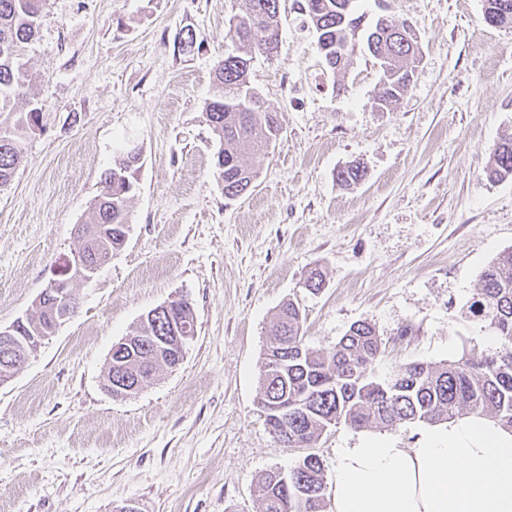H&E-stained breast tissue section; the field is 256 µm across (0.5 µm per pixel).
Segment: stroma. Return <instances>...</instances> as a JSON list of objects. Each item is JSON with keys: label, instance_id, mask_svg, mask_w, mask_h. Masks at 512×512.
<instances>
[{"label": "stroma", "instance_id": "35a3bbf8", "mask_svg": "<svg viewBox=\"0 0 512 512\" xmlns=\"http://www.w3.org/2000/svg\"><path fill=\"white\" fill-rule=\"evenodd\" d=\"M280 6L279 52L255 57L249 80L282 134L267 154L245 153L257 177L230 200L204 103L215 63L236 50L226 31L239 0H45L25 49L43 127L21 139L23 162L0 188L1 326L34 314L115 153L138 145L141 168L124 246L75 283V316L0 386V512H259L257 480L305 454L278 445L257 407L268 331L289 299L315 350L371 323L380 377L496 350L467 306L512 249V179L484 174L512 133V28L487 25L484 0H392L423 59L382 110L373 59L359 50L323 72L294 0ZM187 28L197 48L183 55ZM354 162L365 179L340 185ZM181 296L197 326L182 363L112 397L113 345ZM371 434L341 423L315 452L330 471L338 449Z\"/></svg>", "mask_w": 512, "mask_h": 512}]
</instances>
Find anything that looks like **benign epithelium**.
Listing matches in <instances>:
<instances>
[{"label":"benign epithelium","mask_w":512,"mask_h":512,"mask_svg":"<svg viewBox=\"0 0 512 512\" xmlns=\"http://www.w3.org/2000/svg\"><path fill=\"white\" fill-rule=\"evenodd\" d=\"M66 267L56 268L54 277L38 298V303L49 307L55 325H60L73 317L77 311V301L73 293L74 283L88 279L100 267L102 260L95 255L86 258L79 251L65 257ZM24 321L18 320L8 327H0V347L16 355L14 366L3 372L0 385L8 382L15 375V370L22 367L27 359L37 352L45 336L41 333L20 335ZM107 391L115 390L127 397L139 391V384H130L128 378L118 374L107 377L104 381Z\"/></svg>","instance_id":"obj_1"}]
</instances>
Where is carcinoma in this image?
I'll return each mask as SVG.
<instances>
[{
    "label": "carcinoma",
    "instance_id": "1",
    "mask_svg": "<svg viewBox=\"0 0 512 512\" xmlns=\"http://www.w3.org/2000/svg\"><path fill=\"white\" fill-rule=\"evenodd\" d=\"M44 0H0V188L11 183L21 163V134L42 123L43 107L28 93V68L20 51L38 35ZM361 0H302L299 10L316 38L324 70L348 68L355 43L379 64L378 107L390 109L411 85L422 60L417 40L405 36L404 22L376 19L365 27ZM484 11L512 27V0H484ZM280 0H241L227 36L243 53L228 54L213 69L218 95L206 102L205 117L218 144L215 166L224 181V196L244 195L256 171L243 161L241 149L262 153L276 142L282 126L278 113L265 106L249 85L247 63L253 56L274 57L279 51ZM138 157L120 152L102 174V191L91 202L87 222L92 249L118 251L129 224L128 202L137 183ZM491 182L512 178V134L494 146L485 170ZM365 170L355 163L337 172L343 186L359 183ZM468 312L487 323L499 350L484 355L465 352L441 364L405 363L379 379L374 368L384 352L375 327L353 324L328 351L308 348L301 335L299 304L283 303L271 328L278 346H268L260 367L257 404L270 430L288 434V447L313 448L330 428L328 422L354 428H396L413 421L436 423L459 415H488L512 432V249L493 258L481 275V287ZM190 305L146 316L133 335L135 347L116 351L112 362L143 383L159 371L176 367L170 356L171 336H195ZM325 465L315 453L305 455L287 472L270 471L256 485L260 512H303L299 505L325 491Z\"/></svg>",
    "mask_w": 512,
    "mask_h": 512
}]
</instances>
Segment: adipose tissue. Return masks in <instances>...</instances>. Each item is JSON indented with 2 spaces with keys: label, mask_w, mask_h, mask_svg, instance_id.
Listing matches in <instances>:
<instances>
[{
  "label": "adipose tissue",
  "mask_w": 512,
  "mask_h": 512,
  "mask_svg": "<svg viewBox=\"0 0 512 512\" xmlns=\"http://www.w3.org/2000/svg\"><path fill=\"white\" fill-rule=\"evenodd\" d=\"M430 430L420 446L339 449L333 512H512V432L471 414Z\"/></svg>",
  "instance_id": "obj_1"
}]
</instances>
